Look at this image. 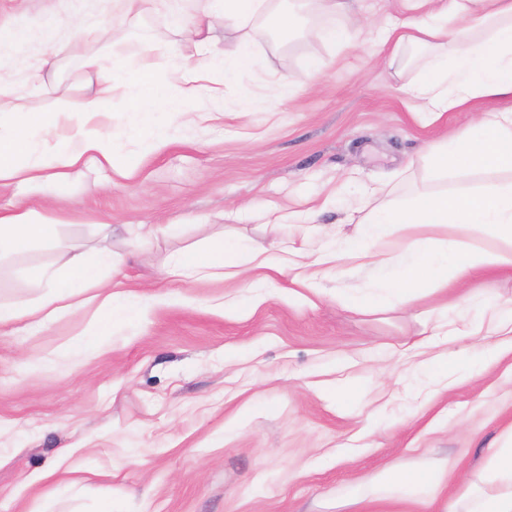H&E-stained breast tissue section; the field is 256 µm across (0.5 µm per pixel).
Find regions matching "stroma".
I'll return each instance as SVG.
<instances>
[{
	"instance_id": "stroma-1",
	"label": "stroma",
	"mask_w": 512,
	"mask_h": 512,
	"mask_svg": "<svg viewBox=\"0 0 512 512\" xmlns=\"http://www.w3.org/2000/svg\"><path fill=\"white\" fill-rule=\"evenodd\" d=\"M405 14L403 0H362L357 18L316 14L288 36L257 39L256 65L225 80L223 99L200 94L160 113L171 138L155 150L129 143L130 103L115 93L106 122L133 175L108 180L84 168L55 183L40 212L70 242L111 250L114 278L140 293L141 313L80 351L72 342L88 326L87 308L36 334L0 331V512H417L405 501L359 503L351 490L391 463L434 470L455 458L460 477H478L485 449L512 427V356L488 361L480 338L464 336L455 347L482 367L478 382L416 396L403 373L438 354L427 338L448 293L348 308L337 291L362 295L368 281L353 264L318 292L274 272L247 282L161 277L172 253L205 252L213 238L266 241L267 210L315 214L279 230L315 240L331 225L353 234L347 211L404 168L416 181L395 202L431 188L434 147L490 104L431 124L414 113L401 88L420 70L392 64L377 37ZM73 19L108 29L131 58L167 24L151 0L123 19L111 0H81ZM357 22L360 36L341 45L308 33ZM101 49L72 37L45 87L26 89L30 111L64 101L62 124H76L89 83L83 59ZM314 61L325 65L315 84ZM276 78L297 93L274 105ZM217 111L223 119L202 130L180 127L181 113ZM103 224L111 236H101ZM151 224L176 231L151 235ZM53 259L34 247L0 261V299L37 297L20 271ZM343 382L364 385V400L337 405Z\"/></svg>"
}]
</instances>
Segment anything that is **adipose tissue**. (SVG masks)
Masks as SVG:
<instances>
[{
	"mask_svg": "<svg viewBox=\"0 0 512 512\" xmlns=\"http://www.w3.org/2000/svg\"><path fill=\"white\" fill-rule=\"evenodd\" d=\"M154 2L170 17L174 28L194 37L196 52L181 55L160 30L145 40L140 58L126 66L109 70L101 57H86L84 65L94 74L96 88L81 100V120L71 128L64 145L55 150H47L46 144L58 135V113L47 112L37 122H29L22 96L12 89L11 77L0 73V112L13 116L12 121H0V189L23 183L39 192L90 163L104 171L128 174V166L112 151L111 133L96 122L115 90L129 92L130 110L136 117L132 136L157 148L168 142L169 133L156 121L152 109L171 105L172 83H179L187 96L206 91L219 95V88L207 85L213 71L251 69L257 36L287 34L299 26L298 14L284 9L277 0ZM219 14L224 17L225 29L239 35L237 49L230 55L217 48L209 36ZM458 20L465 21L468 34L455 46L446 47L448 27ZM382 38L391 43L394 62L401 64L416 54H426L420 81L405 89L424 122L466 110L478 99L499 101V108L437 146L429 164L431 177L483 173L490 177L488 185L473 192H418L400 206L377 202L357 220L354 236L312 252H291L272 239L244 254L216 238L205 255H172L162 271L165 278L207 279L218 269L224 276L243 278L254 269L269 268L279 273L292 271L294 284L315 290L323 281L340 275L344 264L356 262L373 272L377 289L407 304L424 288H445L474 275L512 270V0H440L439 8L429 11L427 19L407 18L383 30ZM159 51L182 58L171 77L155 73L153 57ZM398 225L412 230L414 237L398 252H387V240ZM442 225L483 232L494 244L480 248L454 237L436 240L425 236V229ZM34 245L56 254L52 263L31 272L33 282L44 293L24 310L1 299L0 327L21 321L27 330L39 331L58 317L92 304L96 312L89 333L98 337L110 334L116 318L138 315L137 307L120 305L111 279L103 274L104 266L112 262L111 253L72 247L53 233L34 209L0 207V257ZM451 485L460 497L471 499L474 512H512V430L487 449L479 483L458 481L457 464L452 460L433 471L388 466L377 479L358 483L355 498L368 504L408 500L419 512H439L437 505Z\"/></svg>",
	"mask_w": 512,
	"mask_h": 512,
	"instance_id": "ef3b65f1",
	"label": "adipose tissue"
}]
</instances>
